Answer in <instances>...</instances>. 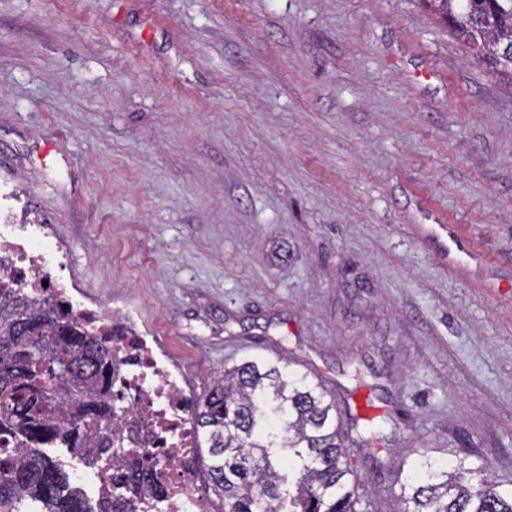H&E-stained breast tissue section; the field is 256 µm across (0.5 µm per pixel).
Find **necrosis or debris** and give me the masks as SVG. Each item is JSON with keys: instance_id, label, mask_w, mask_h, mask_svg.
Wrapping results in <instances>:
<instances>
[{"instance_id": "4bbe7bcc", "label": "necrosis or debris", "mask_w": 512, "mask_h": 512, "mask_svg": "<svg viewBox=\"0 0 512 512\" xmlns=\"http://www.w3.org/2000/svg\"><path fill=\"white\" fill-rule=\"evenodd\" d=\"M63 262L43 225L0 223V283L23 280L33 296L53 295L73 315L90 314L104 322L103 313H90L72 300L59 274ZM112 368L116 450L112 457L93 464L70 452L74 483L95 505L119 496L132 502L135 512H210L199 490L191 397L180 371L166 362L153 338L132 321L124 335L112 339ZM130 454L154 463L162 474L161 489L117 485Z\"/></svg>"}]
</instances>
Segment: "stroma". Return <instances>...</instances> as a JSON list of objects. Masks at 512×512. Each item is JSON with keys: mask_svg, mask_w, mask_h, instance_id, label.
<instances>
[{"mask_svg": "<svg viewBox=\"0 0 512 512\" xmlns=\"http://www.w3.org/2000/svg\"><path fill=\"white\" fill-rule=\"evenodd\" d=\"M1 208L191 395L321 384L356 512L423 452L512 482V79L419 0H0Z\"/></svg>", "mask_w": 512, "mask_h": 512, "instance_id": "obj_1", "label": "stroma"}]
</instances>
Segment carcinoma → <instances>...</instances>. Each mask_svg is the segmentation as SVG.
I'll return each mask as SVG.
<instances>
[{"mask_svg":"<svg viewBox=\"0 0 512 512\" xmlns=\"http://www.w3.org/2000/svg\"><path fill=\"white\" fill-rule=\"evenodd\" d=\"M473 57L512 76V0H420ZM70 317L58 300L0 287V512H90L82 490L44 446L112 452V336ZM208 445L209 489L224 512H355L353 471L336 401L308 375L249 359L224 369L193 405ZM468 457L422 454L400 482L402 512H512V483Z\"/></svg>","mask_w":512,"mask_h":512,"instance_id":"obj_1","label":"carcinoma"}]
</instances>
